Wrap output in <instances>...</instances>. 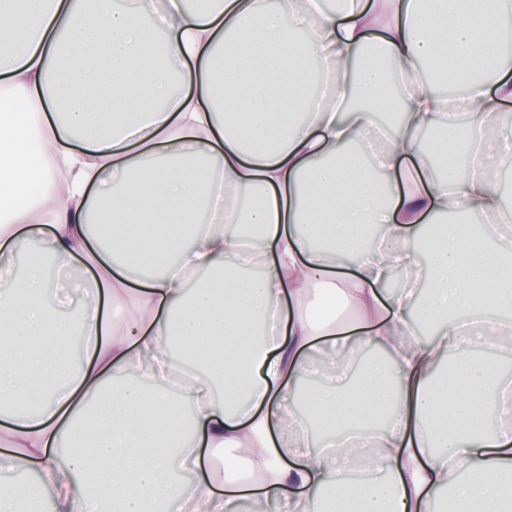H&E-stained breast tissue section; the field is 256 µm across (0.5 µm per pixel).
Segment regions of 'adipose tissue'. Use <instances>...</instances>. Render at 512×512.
Returning <instances> with one entry per match:
<instances>
[{
    "label": "adipose tissue",
    "instance_id": "ef3b65f1",
    "mask_svg": "<svg viewBox=\"0 0 512 512\" xmlns=\"http://www.w3.org/2000/svg\"><path fill=\"white\" fill-rule=\"evenodd\" d=\"M510 12L165 0L151 28L0 0V467L36 476L0 512H512V380L461 336L512 333ZM309 53L320 96L282 65ZM423 61L464 77L459 112ZM392 72L397 129L374 118ZM443 141L466 175L428 173Z\"/></svg>",
    "mask_w": 512,
    "mask_h": 512
}]
</instances>
